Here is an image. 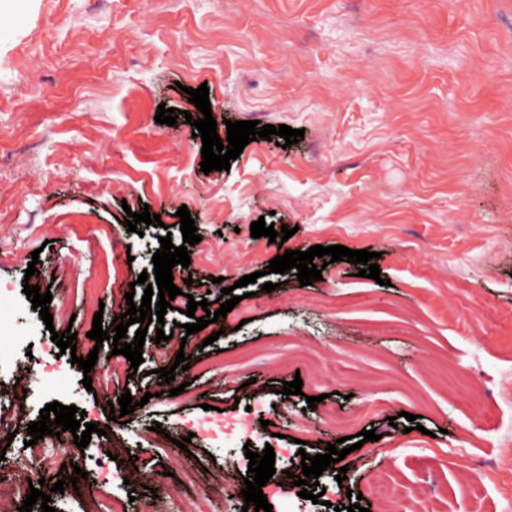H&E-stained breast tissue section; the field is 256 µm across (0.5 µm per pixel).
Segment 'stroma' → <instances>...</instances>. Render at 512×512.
Segmentation results:
<instances>
[{
  "mask_svg": "<svg viewBox=\"0 0 512 512\" xmlns=\"http://www.w3.org/2000/svg\"><path fill=\"white\" fill-rule=\"evenodd\" d=\"M226 17L230 29L214 36ZM146 45L154 55L147 71L138 65ZM182 81L208 85L219 136L230 120L268 124L272 107L288 100L294 107L279 121L304 138L250 142L229 169L203 172L202 141L185 119L197 108ZM162 104L181 110L175 125L156 123ZM12 151L31 153L37 167L9 165L3 156ZM511 171L512 0H157L150 12L144 0H0V253L12 255L0 262V286L14 291L0 304V344L25 355L31 380L51 329L72 328L77 356L87 357L90 311L125 301L102 276L112 250H129V280L153 272L160 237L183 243V206L216 246L188 275L234 287L251 316L245 323L228 312L212 324L219 338L208 346L191 335L164 342L159 358L144 350L135 370L113 363L104 343L91 387L75 367L64 388H45L19 410L1 404L0 432L12 437L7 464L28 463L19 421L39 420L54 401L73 405L99 433L60 457L84 467L93 500L55 492L52 507L103 512L126 493L107 475L112 456L136 447L143 465L168 477L156 495L135 490L130 512L157 500L165 512H196L184 471L241 480L246 451L272 446L278 467L290 468L300 453L321 454L338 437L372 429L376 440L345 457L344 481L322 473L324 503L291 491L269 496L272 512H335L351 492L369 510L375 472L410 491L427 487L442 512H468L473 488L485 489L486 512H500L492 463L512 435V404L497 395L512 378V327L490 332L473 322L512 312V252L497 250L512 237ZM258 178L266 193L254 190ZM216 202L226 205L220 224L209 219ZM143 206L160 225L128 231L127 208ZM261 218L293 236L281 245L252 238ZM315 245L379 253V280L344 260L308 286L292 270L267 273L274 257ZM493 250L500 272L486 280L480 256ZM32 261L51 283L49 327L22 291ZM257 271L274 291L238 287ZM461 280L478 292L477 315L459 310ZM394 294L417 309L412 324L394 322L385 305ZM302 340L323 352L335 381L305 370L292 351ZM183 346L200 351L209 372L188 369L179 376L184 392L157 394L146 372L171 367ZM443 365L472 377L475 393L491 392L489 428L477 429L464 402L435 382L432 370ZM297 377L301 394L283 395ZM125 391L138 405L123 424L111 420L109 403ZM321 394L338 410L337 432L307 408V397ZM376 404L381 415L345 427ZM411 414L420 423L413 431ZM219 417L229 433L223 447L190 436L189 423ZM156 423L170 437L150 433Z\"/></svg>",
  "mask_w": 512,
  "mask_h": 512,
  "instance_id": "35a3bbf8",
  "label": "stroma"
}]
</instances>
